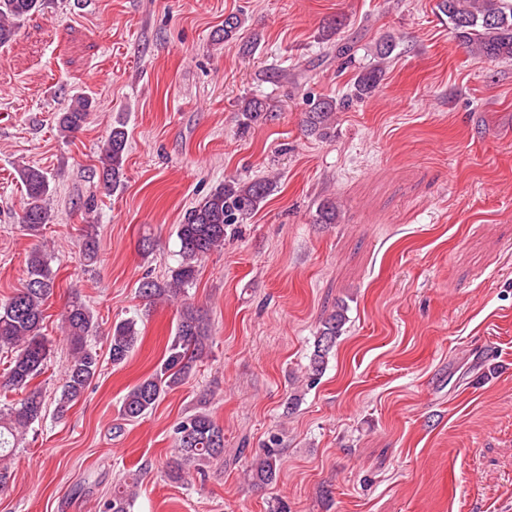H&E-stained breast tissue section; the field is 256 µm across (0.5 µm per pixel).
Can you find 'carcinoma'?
<instances>
[{
	"instance_id": "cac0c4a2",
	"label": "carcinoma",
	"mask_w": 512,
	"mask_h": 512,
	"mask_svg": "<svg viewBox=\"0 0 512 512\" xmlns=\"http://www.w3.org/2000/svg\"><path fill=\"white\" fill-rule=\"evenodd\" d=\"M51 0H0V46L14 40L21 23L36 14L45 13ZM439 12L448 18L456 40L480 59L496 61L512 59V0H439ZM245 19L237 14L224 18V26L216 31L217 40L229 42L237 38ZM354 43L330 45L336 60L347 65L352 62ZM383 68L375 65L358 75L350 93L337 100L318 99L306 113L307 131L319 137L327 136L333 128L336 111L354 99L372 94L382 81ZM93 101L84 96L71 100L57 117L59 135L65 139L82 130L87 124ZM240 125L248 130L267 119V104L258 98H248L239 109ZM128 133L124 124L112 126L108 137L99 146L98 161L105 188H117L124 178V163ZM25 190L20 224L28 235L35 237L44 225L51 223L52 214L47 200L52 194L51 182L42 169L23 166L18 172ZM277 181L264 177L249 182L227 179L215 187L197 205L188 209L177 226L181 261L171 270L164 282L145 279L139 294L151 300H177L196 279L197 264L214 250L224 246L227 231L241 224L260 208L275 191ZM339 210L333 200L318 204L316 222L335 224ZM56 273L47 254L34 250L27 260V277L21 288L0 303V351L11 354L5 386L24 393L16 403L0 409V488L9 478L8 460L18 440L44 416L43 390L33 381L44 373L51 356V342L43 334L46 297L55 286ZM346 309L339 306L331 312L318 329L310 375H320L327 358L342 335L346 324ZM63 333L69 357L65 381L56 403L57 414H63L78 401L101 370L100 358L92 346L97 336V324L89 306L74 296L62 316ZM139 338L137 320L123 319L112 328L109 336V359L114 366L124 364ZM209 329L203 316L188 308L176 325L174 336L166 347L162 363L154 373L134 385L122 398L121 416L126 421L145 418L161 398L183 384L193 373L197 362L208 354ZM173 440L179 456L171 466L170 478L186 479V470L224 454V429L211 414L198 410L182 417L173 427ZM279 438H270V445L254 459L252 481L269 485L276 480L281 449ZM133 488L116 485L112 497L103 504L102 512H131Z\"/></svg>"
}]
</instances>
